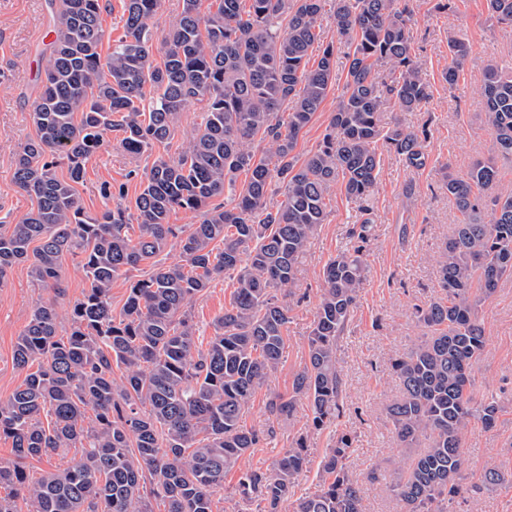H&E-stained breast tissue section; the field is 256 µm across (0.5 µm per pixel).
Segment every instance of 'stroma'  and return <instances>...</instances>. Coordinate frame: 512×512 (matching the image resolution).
Listing matches in <instances>:
<instances>
[{
    "instance_id": "stroma-1",
    "label": "stroma",
    "mask_w": 512,
    "mask_h": 512,
    "mask_svg": "<svg viewBox=\"0 0 512 512\" xmlns=\"http://www.w3.org/2000/svg\"><path fill=\"white\" fill-rule=\"evenodd\" d=\"M410 26L422 76L430 97L417 112L389 108L383 122L399 118L420 129L429 125L426 169L407 168L401 158L379 147L381 171L373 199L375 222L366 245V279L358 305L339 340L338 367L342 378V416L329 427L311 432L312 413L307 401H299L292 419L272 415L270 397L291 392L294 376L305 363L307 337L322 293V268L349 244L347 231L356 211L340 188L327 199L328 217L310 237L295 283L277 293L288 306L290 323L283 360L257 392L245 413L247 426L268 432L269 437L245 455L224 478L214 495V512H259L257 502L240 499L235 489L244 470L267 468L300 433H307L308 464L298 476L294 493L304 496L321 485L320 462L338 435L351 440V471L363 489L371 512H400L393 483L414 451L393 438L386 407L399 398L401 389L392 363L418 343L425 330L413 315L414 305L440 297L438 259L457 222L453 201L443 187L445 172L466 173L475 162L494 155L493 131L487 121L482 94L486 67L512 58V28L491 20L486 0H458L456 9L440 12L436 0H407ZM53 15L46 0H0V231L18 223L35 206L34 200L14 183V157L21 144L35 137L30 112L45 77L42 51L53 35ZM466 35L469 56L458 84L448 87L443 74L450 54L448 37ZM348 62L345 53L336 57V78L311 123L301 132L294 155L305 160L322 141L343 94ZM207 111L205 98L189 102L179 112L170 143L142 154L127 152L122 134L112 130L87 165L76 197L86 215L122 205L134 215L139 185L157 156L178 155ZM123 187L122 198H106L103 184ZM62 296H54L19 265L0 281V401L22 384L25 373L13 362L14 345L38 303L56 302L60 328H67L72 304L88 286L80 259L62 258ZM237 287L236 274L213 281L192 304L190 315L199 342L214 334L213 322L229 305ZM488 339L474 372L475 397H495L502 411L492 430L472 425L463 449V470L476 479L487 468L512 474V277L504 278L496 293L478 309Z\"/></svg>"
}]
</instances>
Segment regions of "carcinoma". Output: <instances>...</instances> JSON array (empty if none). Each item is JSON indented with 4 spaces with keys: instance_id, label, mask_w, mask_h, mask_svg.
Returning <instances> with one entry per match:
<instances>
[{
    "instance_id": "carcinoma-1",
    "label": "carcinoma",
    "mask_w": 512,
    "mask_h": 512,
    "mask_svg": "<svg viewBox=\"0 0 512 512\" xmlns=\"http://www.w3.org/2000/svg\"><path fill=\"white\" fill-rule=\"evenodd\" d=\"M101 2L48 0L57 23L32 105L36 137L14 161V183L35 207L0 233V280L26 262L40 285L60 295L61 258L70 252L82 255L89 287L71 308L67 335H58L48 302L36 306L17 339L14 363L27 374L0 402V437L12 439L17 458L0 465V489H9L0 512H18L19 497L32 512H153L151 495L163 499L165 512H213L224 474L262 440L243 416L288 338V308L271 291L294 283L334 184L358 212L348 230L354 245L324 266L307 361L292 393L268 408L289 418L304 398L316 430L340 416L337 341L365 279L377 143L414 170L429 158L427 129L396 121L384 131L381 115L390 100L417 111L430 87L414 53L409 7L398 0H211L205 12L202 0H181L176 24L160 39L150 21L161 0H124V36L105 57ZM328 2L348 45L345 91L322 144L298 165L291 153L336 78V48L320 43ZM486 2L490 17L512 27V0ZM448 48L444 79L452 87L468 44L453 35ZM380 63L389 65L384 78L375 71ZM482 90L495 150L512 161V63L488 66ZM198 96L208 100L203 124L177 157L154 160L136 196L137 238L119 205L85 218L75 184L104 132L121 131L133 154L149 151L173 137L176 115ZM257 141L268 144L260 156ZM62 161L65 178L56 173ZM241 171L249 178L234 204L213 203ZM499 176L488 160L444 182L460 214L438 261L444 296L416 306L426 339L392 364L402 388L387 408L396 439L406 448L428 441L393 484L402 512H455L465 437L471 425L490 430L499 419L496 399L473 395V369L487 344L478 307L512 276V190L491 193ZM275 178L285 184L277 203L269 196ZM177 208L201 210L202 219L171 224ZM172 239L180 261L167 264L158 256ZM144 263L150 271L113 315L112 281ZM229 271L239 287L202 346L188 307ZM114 363L125 368L119 380ZM63 448L78 449L63 468L35 477L21 464ZM350 453L348 438L337 437L321 461V489L297 498L294 512H369L349 473ZM307 463L300 437L271 467L243 472L239 492L263 502L262 512H279ZM503 481L491 468L471 487Z\"/></svg>"
}]
</instances>
